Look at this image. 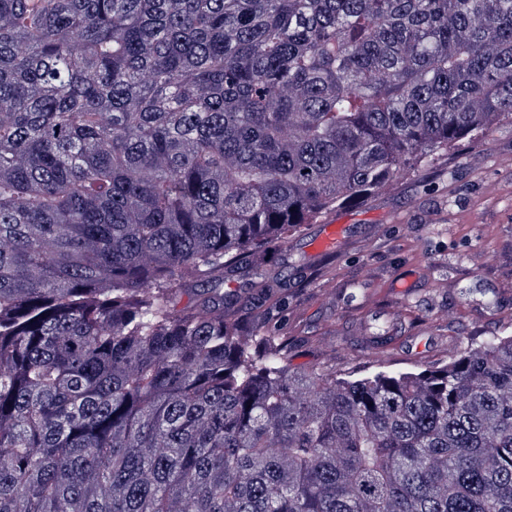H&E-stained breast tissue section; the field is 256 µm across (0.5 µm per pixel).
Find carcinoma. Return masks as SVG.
I'll return each mask as SVG.
<instances>
[{"mask_svg": "<svg viewBox=\"0 0 512 512\" xmlns=\"http://www.w3.org/2000/svg\"><path fill=\"white\" fill-rule=\"evenodd\" d=\"M505 117L512 0H0V512H512V336L298 376L219 293Z\"/></svg>", "mask_w": 512, "mask_h": 512, "instance_id": "carcinoma-1", "label": "carcinoma"}]
</instances>
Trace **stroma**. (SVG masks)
Returning <instances> with one entry per match:
<instances>
[{
  "mask_svg": "<svg viewBox=\"0 0 512 512\" xmlns=\"http://www.w3.org/2000/svg\"><path fill=\"white\" fill-rule=\"evenodd\" d=\"M329 223L341 236L323 252ZM223 291L298 373L418 372L512 334V118L300 225Z\"/></svg>",
  "mask_w": 512,
  "mask_h": 512,
  "instance_id": "obj_1",
  "label": "stroma"
}]
</instances>
